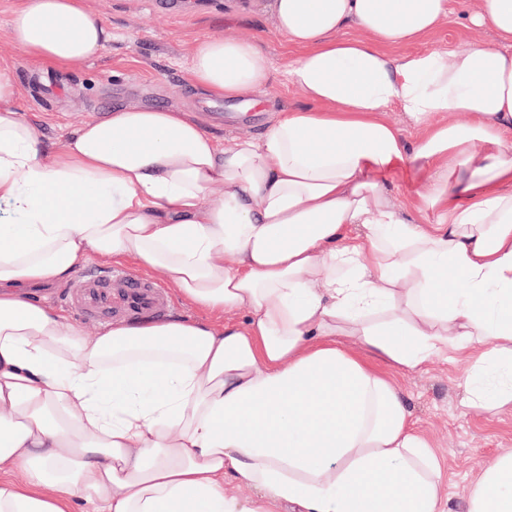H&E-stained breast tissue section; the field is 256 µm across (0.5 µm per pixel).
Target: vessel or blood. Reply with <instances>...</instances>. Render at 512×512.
<instances>
[{"mask_svg":"<svg viewBox=\"0 0 512 512\" xmlns=\"http://www.w3.org/2000/svg\"><path fill=\"white\" fill-rule=\"evenodd\" d=\"M66 301L82 316L112 314L135 319L162 313L169 297L159 284L112 268L82 276L68 292Z\"/></svg>","mask_w":512,"mask_h":512,"instance_id":"b4317fda","label":"vessel or blood"}]
</instances>
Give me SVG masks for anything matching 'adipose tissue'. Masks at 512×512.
I'll use <instances>...</instances> for the list:
<instances>
[{
    "instance_id": "obj_1",
    "label": "adipose tissue",
    "mask_w": 512,
    "mask_h": 512,
    "mask_svg": "<svg viewBox=\"0 0 512 512\" xmlns=\"http://www.w3.org/2000/svg\"><path fill=\"white\" fill-rule=\"evenodd\" d=\"M268 8L308 104L257 139L124 105L52 142L0 67V512H445L442 460L370 359L453 353L464 407L512 405V0L468 12L494 43L424 53L450 0ZM0 26L41 73L112 38L85 0H23ZM272 72L227 37L193 46L187 79L232 100ZM410 163L424 189L395 201L384 175ZM92 255L204 319L90 333L20 293ZM466 512H512V449Z\"/></svg>"
}]
</instances>
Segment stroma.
Wrapping results in <instances>:
<instances>
[{
    "label": "stroma",
    "instance_id": "35a3bbf8",
    "mask_svg": "<svg viewBox=\"0 0 512 512\" xmlns=\"http://www.w3.org/2000/svg\"><path fill=\"white\" fill-rule=\"evenodd\" d=\"M91 11L112 29V40L91 58L65 72L37 75L32 60L0 33V62L19 87L23 117L38 119L57 140L82 122L105 118L123 105L183 110L216 140L260 137L280 110L306 106V99L284 85L281 72L292 58L277 31L266 0H87ZM470 0H453V15L419 52L448 51L476 40H493L492 30L469 29L463 14ZM224 36L252 41L273 62L267 86L252 93L249 117L236 100H213L187 81L196 41ZM411 421L445 459L447 512H465L471 481L491 458L512 448V409L488 413L462 406L463 363L443 357L416 372L396 373Z\"/></svg>",
    "mask_w": 512,
    "mask_h": 512
}]
</instances>
